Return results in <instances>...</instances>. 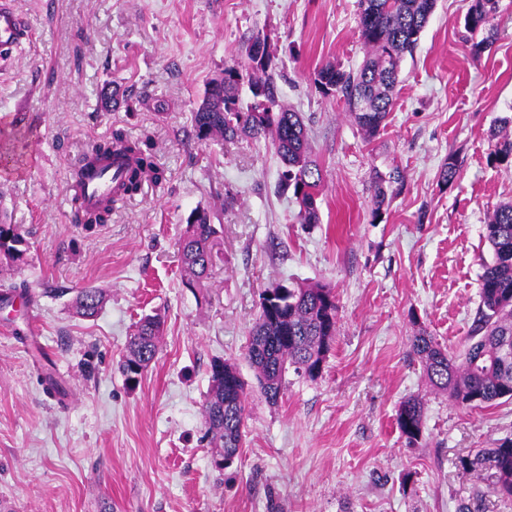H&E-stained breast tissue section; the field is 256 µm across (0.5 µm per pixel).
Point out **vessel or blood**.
Segmentation results:
<instances>
[{
    "instance_id": "1",
    "label": "vessel or blood",
    "mask_w": 512,
    "mask_h": 512,
    "mask_svg": "<svg viewBox=\"0 0 512 512\" xmlns=\"http://www.w3.org/2000/svg\"><path fill=\"white\" fill-rule=\"evenodd\" d=\"M27 35L16 0H0V53L10 51ZM130 166V159L120 155L83 161L77 169L71 206L94 212L106 202L118 200V188Z\"/></svg>"
}]
</instances>
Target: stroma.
<instances>
[{
	"label": "stroma",
	"mask_w": 512,
	"mask_h": 512,
	"mask_svg": "<svg viewBox=\"0 0 512 512\" xmlns=\"http://www.w3.org/2000/svg\"><path fill=\"white\" fill-rule=\"evenodd\" d=\"M30 42L0 63V203L28 242L0 267V503L10 512H512L461 457L512 436V400L453 405L433 390L410 339L459 351L479 305L493 207L512 167L490 134L512 117V0H500L490 53L473 59L471 0H437L386 126L368 137L342 100L316 89L325 64L365 58L357 0H18ZM268 38L280 97L300 112L322 175L320 221L279 194L281 164L247 136L198 141L192 114L209 81ZM116 90L120 109L100 94ZM123 130L147 141L162 183L117 205L107 224L72 220L70 171ZM458 178L443 184L448 156ZM403 181L375 207L376 174ZM209 210L223 240L206 288L183 284L179 237ZM333 288L335 341L317 378L287 371L268 404L244 358L262 292ZM103 289L99 316H75L78 289ZM164 320L137 385L117 363L136 322ZM248 385L247 437L216 471L203 403L214 359ZM424 404L407 444L401 401Z\"/></svg>",
	"instance_id": "stroma-1"
}]
</instances>
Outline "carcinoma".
Masks as SVG:
<instances>
[{
    "label": "carcinoma",
    "mask_w": 512,
    "mask_h": 512,
    "mask_svg": "<svg viewBox=\"0 0 512 512\" xmlns=\"http://www.w3.org/2000/svg\"><path fill=\"white\" fill-rule=\"evenodd\" d=\"M437 0H357L360 35L366 58L356 72L328 64L315 73L320 91L336 96L348 106L358 125L369 136L376 135L392 110L393 95L399 82L404 57L413 54L420 33L433 14ZM499 0H472L464 28L471 37L475 59L489 50L498 34L496 20ZM276 71L268 43L256 35L245 47V60L224 69V77L209 83L202 102L193 112L195 137L233 140L245 135L260 140L270 138L283 164L279 188L290 191L299 204V222L320 223L317 198L321 184L317 165L301 114L286 108L280 100ZM251 101L243 104L242 86ZM134 158L121 185V193L133 196L141 190L143 177L159 183L164 172L139 140L116 130L112 138L98 143L96 156L115 151ZM491 158L499 164H512V121L503 119L493 133ZM457 159L450 155L440 169L443 184L458 176ZM402 183L393 170L374 181L375 205L384 204L388 190ZM110 206L95 214L75 211L79 224L91 227L107 223ZM222 227L211 223L205 208L194 209L186 219L180 239V261L185 283L202 288L210 277L215 249ZM485 239L492 248V261L483 265L480 303L464 349L451 352L421 329L411 339L410 351L420 361L430 386L448 395V401L462 407L491 406L512 399V201L496 205L485 224ZM27 242L17 224L0 215V264L11 266L23 260ZM102 289L88 287L77 291L74 313L93 318L102 309ZM338 305L333 289L322 284L278 285L265 291L258 317L250 330L246 359L256 373L262 395L271 405L283 394L289 368L298 375L317 377L336 336ZM163 321L147 314L136 323L128 342L127 354L118 369L134 386L155 359ZM246 383L236 363L216 360L211 365V383L203 403L206 434L214 448L212 458L224 459L223 469L233 466L246 438ZM423 403L417 398L403 400L396 424L408 444L423 436ZM460 465L475 472L480 480L503 498H512V438H505L473 455L462 457Z\"/></svg>",
    "instance_id": "obj_1"
}]
</instances>
